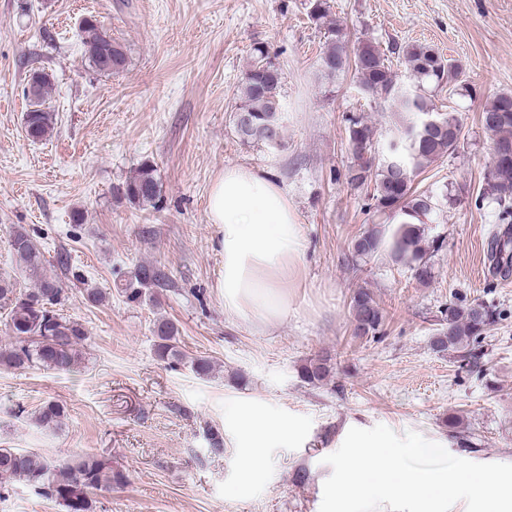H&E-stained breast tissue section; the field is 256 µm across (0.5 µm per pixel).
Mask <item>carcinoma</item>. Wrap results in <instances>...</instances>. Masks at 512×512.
<instances>
[{
	"instance_id": "cac0c4a2",
	"label": "carcinoma",
	"mask_w": 512,
	"mask_h": 512,
	"mask_svg": "<svg viewBox=\"0 0 512 512\" xmlns=\"http://www.w3.org/2000/svg\"><path fill=\"white\" fill-rule=\"evenodd\" d=\"M308 16L324 28L326 39L318 58L321 75L332 79L354 66L358 86L377 104L393 112H405L409 118L398 125L383 158L376 155L377 130L362 116L347 117V146L351 162L345 173L347 183L365 192L368 208L385 216V223L365 229L352 242V255L360 260L375 256L389 246L397 263L409 267L414 277L427 283L432 280L429 252L443 247V241L430 238L426 225L438 209V200L414 187L415 178L438 159L452 153L462 130L460 118L453 112H440L427 89L444 87L455 80L460 68L453 62L439 66L442 57L426 44H408L398 48L413 84L401 88L389 64L388 55L379 43L367 36L357 38L352 52H347L342 29L330 19L329 0H310ZM83 29L89 49V62L99 71L118 72L126 66L124 46L94 15L85 17ZM38 90L35 109L23 116L27 137L46 138L53 129V114L43 107L50 78L42 72L31 75ZM283 73L271 60L270 47L258 43L252 48L251 61L238 89L233 122L240 139L247 143L281 146L284 136L281 87ZM435 118L438 124L430 119ZM484 131L492 146L502 151L485 174L481 200L498 206L497 221L512 224V94L499 93L480 115ZM123 195L135 202L153 204L159 188L152 167L142 166L122 187ZM12 248L22 259L35 284L16 289L0 279V301L7 305L6 326L10 342L0 346V365L15 369L45 367L59 372L70 371L79 361L81 348L88 340L83 325L58 313L64 288L56 277L44 272L40 253L30 235L22 228L12 237ZM488 261L495 273L512 271V234L495 232L490 239ZM163 273L152 266L139 267L122 292L127 300L140 302L149 288L162 285ZM353 335L374 336L384 325L382 309L369 291L360 289L351 297ZM502 321L501 312L483 302L463 299L448 304L443 311L442 327L434 337L439 351L458 354L461 365L474 368L480 364L483 341ZM170 322L157 327V356L165 361L180 359L176 335ZM331 373V356L312 359L301 366L300 376L308 383H319ZM64 406L46 403L37 414V422L48 429L62 424ZM0 480L16 481L54 500L63 512H93L91 494L110 491L128 482V474L109 463L85 456L73 462L52 464L35 452L0 448Z\"/></svg>"
}]
</instances>
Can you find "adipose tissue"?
I'll list each match as a JSON object with an SVG mask.
<instances>
[{
	"instance_id": "obj_1",
	"label": "adipose tissue",
	"mask_w": 512,
	"mask_h": 512,
	"mask_svg": "<svg viewBox=\"0 0 512 512\" xmlns=\"http://www.w3.org/2000/svg\"><path fill=\"white\" fill-rule=\"evenodd\" d=\"M207 213L224 258L217 286L225 312L260 327L282 321L303 260L300 226L287 194L268 174L232 166L213 182ZM239 424L248 442L240 464L250 478L262 469L274 428L253 411L242 413Z\"/></svg>"
}]
</instances>
